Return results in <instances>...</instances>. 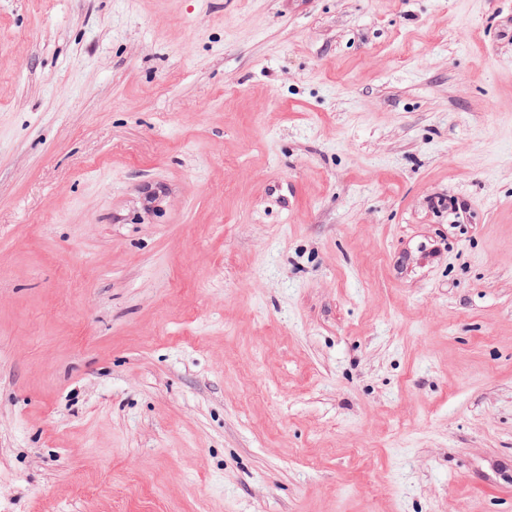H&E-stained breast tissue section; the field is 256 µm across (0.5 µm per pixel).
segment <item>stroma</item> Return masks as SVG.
<instances>
[{"label":"stroma","mask_w":512,"mask_h":512,"mask_svg":"<svg viewBox=\"0 0 512 512\" xmlns=\"http://www.w3.org/2000/svg\"><path fill=\"white\" fill-rule=\"evenodd\" d=\"M0 512H512V0H0Z\"/></svg>","instance_id":"obj_1"}]
</instances>
